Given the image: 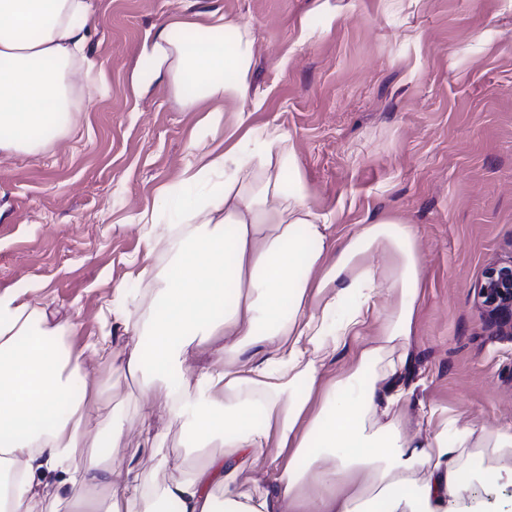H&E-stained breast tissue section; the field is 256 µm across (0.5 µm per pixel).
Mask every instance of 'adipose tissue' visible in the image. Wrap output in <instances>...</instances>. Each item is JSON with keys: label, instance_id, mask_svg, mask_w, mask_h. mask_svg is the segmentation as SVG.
Here are the masks:
<instances>
[{"label": "adipose tissue", "instance_id": "ef3b65f1", "mask_svg": "<svg viewBox=\"0 0 512 512\" xmlns=\"http://www.w3.org/2000/svg\"><path fill=\"white\" fill-rule=\"evenodd\" d=\"M90 11L91 0H0V154L68 129ZM143 57L134 91L169 77L186 108L208 106L206 123L223 125L224 150L195 146L180 191L163 194L191 230L174 238L133 343L88 350L138 377L142 397L165 391L171 417L224 451L161 486L126 470L105 512H478L467 504L472 480L489 454L512 461V427H462L438 407L405 406L406 356L393 349L414 333L424 283L415 225L373 218L334 235L288 137L253 126L239 106L251 92L249 20L172 21ZM25 295L0 293V512H35L44 469L59 472L56 501L68 512H103L90 491L111 486L105 449L125 427L109 423L84 462V409L104 391L61 341L76 325ZM373 326L378 340L355 351L344 377H327V359ZM217 336L223 361L192 369L191 355ZM246 464L261 475L242 483Z\"/></svg>", "mask_w": 512, "mask_h": 512}]
</instances>
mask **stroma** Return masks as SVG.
<instances>
[{"instance_id": "1", "label": "stroma", "mask_w": 512, "mask_h": 512, "mask_svg": "<svg viewBox=\"0 0 512 512\" xmlns=\"http://www.w3.org/2000/svg\"><path fill=\"white\" fill-rule=\"evenodd\" d=\"M92 0V68L79 85L73 130L31 152L0 155V293L26 289L35 308L70 319L74 350L111 333L130 340L110 307L118 282L146 321L157 278L170 262L161 240L147 265L135 215L178 188L191 145L216 146L223 128L202 122L168 80L134 95L130 72L167 23L218 11L253 23L252 123L289 137L314 205L336 234L366 217L415 225L424 288L404 351L402 384L413 400L447 409L460 425L512 424V338L477 302L485 268L512 258V0ZM109 390L83 429L96 439L114 420L126 439L109 449L117 477L93 489L101 504L120 496L134 467L159 484L204 454L168 416L167 397L143 400L136 381L100 361ZM156 414L155 447L143 445L138 415ZM472 495L486 512H512V475H479Z\"/></svg>"}]
</instances>
